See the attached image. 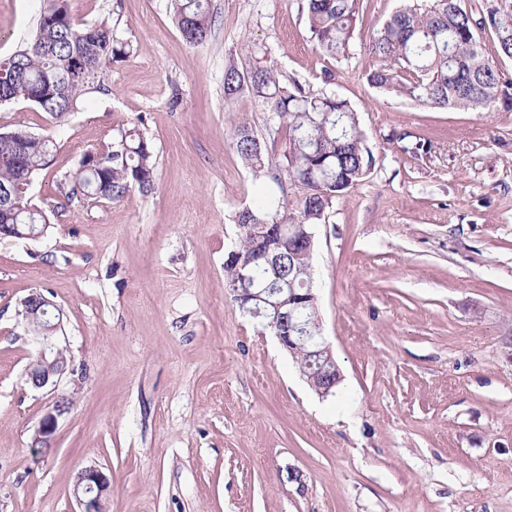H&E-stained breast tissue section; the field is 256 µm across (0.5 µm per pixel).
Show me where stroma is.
Returning a JSON list of instances; mask_svg holds the SVG:
<instances>
[{"label": "stroma", "instance_id": "1", "mask_svg": "<svg viewBox=\"0 0 512 512\" xmlns=\"http://www.w3.org/2000/svg\"><path fill=\"white\" fill-rule=\"evenodd\" d=\"M399 4L360 0L331 58L305 0H213L196 47L169 0H71L76 20L110 18L133 52L65 125L0 105V132L54 141L30 195L58 212L44 237L0 239V512H78L90 466L112 480L103 512H512V99L432 108L369 86V42ZM43 7L0 0V57ZM249 42L286 78L346 99L373 155L315 227L336 398L309 387L224 282L234 213L256 194L233 119L269 120L247 96L225 108L224 67L248 68ZM131 127L154 146L152 191L64 200L83 151ZM35 291L62 309L75 368L52 390L26 380L37 349L21 303ZM61 397L68 413L33 447Z\"/></svg>", "mask_w": 512, "mask_h": 512}]
</instances>
